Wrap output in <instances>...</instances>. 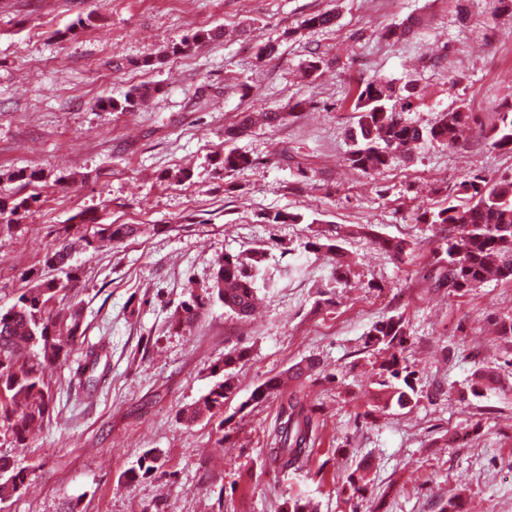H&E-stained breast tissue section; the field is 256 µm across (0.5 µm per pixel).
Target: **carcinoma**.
<instances>
[{"instance_id":"cac0c4a2","label":"carcinoma","mask_w":512,"mask_h":512,"mask_svg":"<svg viewBox=\"0 0 512 512\" xmlns=\"http://www.w3.org/2000/svg\"><path fill=\"white\" fill-rule=\"evenodd\" d=\"M336 22L333 11L311 14L301 22L303 28L330 27ZM222 36L219 29L199 30L171 47L172 54L186 52L193 47L212 42ZM157 88L141 85L133 89L124 102H110L105 109L123 112L138 102L150 98ZM412 87L400 88L383 79L370 80L356 89L354 102L355 122L349 131L351 142L347 161L349 166L365 176H372L398 158L409 157L413 148L422 142L452 147L459 135L470 126L474 113L464 103L440 113L428 127L407 122L403 113L409 111ZM491 145L512 151V105L500 113L499 123L488 133ZM226 171H246L255 167L250 155L230 150L222 161ZM457 191L464 200L437 209H424L417 221L439 227L443 248L434 256V288H442L456 295H466L490 280L512 281V177L490 180L475 175L460 183ZM23 199L13 206L0 198V229L11 228L20 209L26 207ZM145 232L137 224H103L93 237L82 235L74 241L63 237L48 255L46 264L60 272L52 278L44 277L26 289L17 302L6 310L0 309V445L13 448L27 447L28 434L40 427L52 414V397L45 380L48 367L67 359L82 338V311L57 307L78 281L77 269L71 264L75 246L97 249L102 242H121ZM350 234L340 225H329L320 230L305 248L325 252L335 263L334 285L321 291L326 302H333L336 288L346 283L352 265L342 241ZM377 246L400 261H410L415 248L404 238H377ZM266 261L265 249L253 250L249 258L226 253L216 261L215 271L208 287L190 292L188 299L176 309V322L192 325L203 311L214 303H221L225 311L238 319L247 318L254 311L257 301V279ZM408 322L404 314L385 317L369 328L364 344L374 350L389 352L381 365L376 381L378 391L374 408H410L424 397L433 402L437 394L419 390L415 372L405 361L404 344L408 340ZM248 351L236 347L224 354V360L212 368L217 380L209 391L198 400L184 406L179 419L187 424L202 419L224 416V402L234 394V380L229 370L247 357ZM100 363V354L88 351L86 362L74 374L84 386L96 382L93 375ZM320 367L316 358H304L286 371L271 378L251 392L239 405L242 412L254 404L275 395L281 397L273 441L265 449L263 464L276 473H288L305 468L315 451V407L307 402L302 388L285 390L290 378L300 382L314 374ZM487 392L506 395L512 385L501 372L486 367L474 371L460 396L483 397ZM365 460L360 461L348 476L354 494L364 496L366 485ZM30 471L19 466L5 454H0V502L22 494ZM284 512H316L313 503L297 494L284 503Z\"/></svg>"}]
</instances>
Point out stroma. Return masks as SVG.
Instances as JSON below:
<instances>
[{
    "instance_id": "1",
    "label": "stroma",
    "mask_w": 512,
    "mask_h": 512,
    "mask_svg": "<svg viewBox=\"0 0 512 512\" xmlns=\"http://www.w3.org/2000/svg\"><path fill=\"white\" fill-rule=\"evenodd\" d=\"M469 5L463 23L455 0H0V197L30 201L0 232V309L30 274L49 275L48 254L83 213L150 228L76 255L78 282L62 305L82 308L83 336L45 373L52 416L29 447L13 449L30 481L0 512H65L73 499L83 512H282L295 494L318 512H439L453 494L465 512H512V396L458 394L476 366L512 359V343L495 333L512 318V282L463 296L434 290L442 235L416 221L473 175H512V152L486 137L512 105V14L494 13L490 0ZM326 9L338 16L333 28L300 29ZM404 26L406 36L382 39ZM213 28L220 40L168 54ZM267 42L277 55L257 60ZM316 55L328 65L306 75ZM376 77L413 83L407 117L421 125L467 104L476 120L465 140L422 145L371 177L350 168L355 91ZM143 84L158 88L144 105L103 110ZM292 104L296 117L279 127L225 140L240 113ZM231 149L258 167L225 172ZM34 170L40 180L25 181ZM277 211L303 220L265 223ZM329 224L369 227L343 243L353 264L331 305L318 296L329 257L305 249ZM376 236L410 240L413 260L375 248ZM255 247L267 260L254 318L217 304L192 327L175 326L177 305L209 285L219 256ZM397 312L418 386L443 393L373 415L376 355L364 335ZM235 346L249 355L233 371L223 421L180 423V407L207 392L213 364ZM92 348L105 367L86 390L71 377ZM309 356L324 369L304 382L316 451L304 470L277 475L262 462L279 400L242 403ZM150 449L156 472L132 478ZM364 459L358 502L347 476Z\"/></svg>"
}]
</instances>
